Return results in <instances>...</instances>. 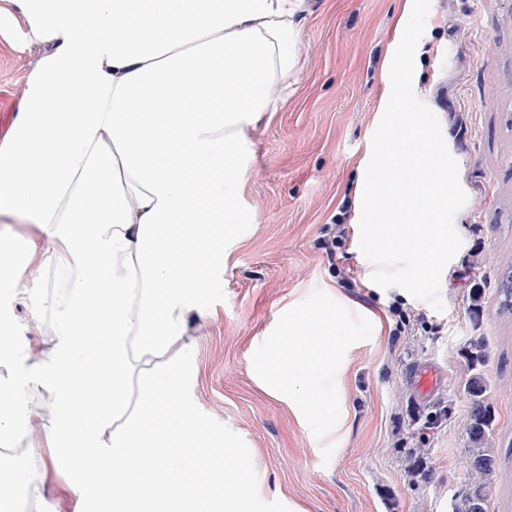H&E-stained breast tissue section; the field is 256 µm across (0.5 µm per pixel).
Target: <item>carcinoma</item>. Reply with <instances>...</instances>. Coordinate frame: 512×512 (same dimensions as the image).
Instances as JSON below:
<instances>
[{"instance_id": "obj_1", "label": "carcinoma", "mask_w": 512, "mask_h": 512, "mask_svg": "<svg viewBox=\"0 0 512 512\" xmlns=\"http://www.w3.org/2000/svg\"><path fill=\"white\" fill-rule=\"evenodd\" d=\"M498 294L502 313L512 314V274L501 280ZM468 310L472 331L476 332L480 328L484 311L481 289H473ZM486 356L487 344L484 340L476 335L471 337L467 351L470 369V377L466 381L470 400L467 454L479 479L464 491L460 512H486L487 491L500 474L494 441L495 418L486 403L489 390V381L483 370Z\"/></svg>"}]
</instances>
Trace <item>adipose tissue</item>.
<instances>
[{"mask_svg":"<svg viewBox=\"0 0 512 512\" xmlns=\"http://www.w3.org/2000/svg\"><path fill=\"white\" fill-rule=\"evenodd\" d=\"M51 49L32 67L0 145V222L38 233L0 256L41 257L62 284L14 281L53 345L0 347V441L26 433L25 397L50 395V465L94 512H244L239 449L207 428L187 386L190 316L224 270V203L249 133L292 90L304 0H7ZM195 274H175L173 250ZM112 475L100 485L98 471ZM45 478L0 457V512L43 504Z\"/></svg>","mask_w":512,"mask_h":512,"instance_id":"1","label":"adipose tissue"}]
</instances>
